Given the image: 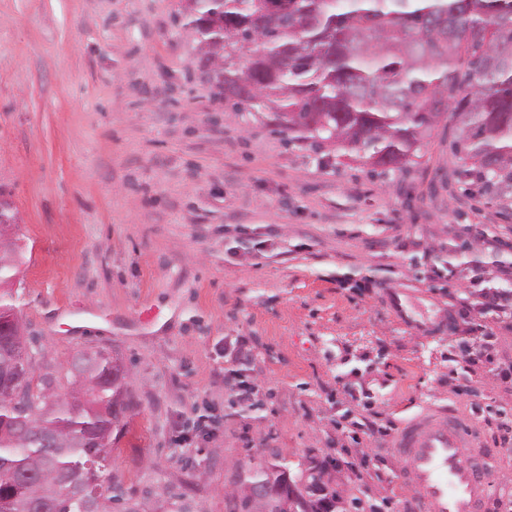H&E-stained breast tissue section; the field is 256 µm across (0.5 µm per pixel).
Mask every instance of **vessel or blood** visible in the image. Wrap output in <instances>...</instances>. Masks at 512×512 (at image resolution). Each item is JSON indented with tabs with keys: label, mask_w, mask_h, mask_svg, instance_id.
Returning a JSON list of instances; mask_svg holds the SVG:
<instances>
[{
	"label": "vessel or blood",
	"mask_w": 512,
	"mask_h": 512,
	"mask_svg": "<svg viewBox=\"0 0 512 512\" xmlns=\"http://www.w3.org/2000/svg\"><path fill=\"white\" fill-rule=\"evenodd\" d=\"M473 443L469 426L449 406L399 428L393 446L405 464L416 512H487L500 487L486 480L468 455Z\"/></svg>",
	"instance_id": "obj_1"
}]
</instances>
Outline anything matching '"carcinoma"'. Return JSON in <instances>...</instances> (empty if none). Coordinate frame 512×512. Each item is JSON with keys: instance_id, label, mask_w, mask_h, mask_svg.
<instances>
[{"instance_id": "cac0c4a2", "label": "carcinoma", "mask_w": 512, "mask_h": 512, "mask_svg": "<svg viewBox=\"0 0 512 512\" xmlns=\"http://www.w3.org/2000/svg\"><path fill=\"white\" fill-rule=\"evenodd\" d=\"M186 0L200 54L224 76L230 112L265 114L288 142L334 165L358 162L369 177L405 173L423 157L440 123H453L461 173L483 195L512 198V0ZM26 344L0 328V512L35 501L68 512H156L106 478L112 432L131 402L112 351L83 352L85 397L57 402L71 373L28 393L29 413L13 405L25 379ZM30 419L18 433L20 416ZM168 512H194L167 491Z\"/></svg>"}]
</instances>
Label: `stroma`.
<instances>
[{"label":"stroma","mask_w":512,"mask_h":512,"mask_svg":"<svg viewBox=\"0 0 512 512\" xmlns=\"http://www.w3.org/2000/svg\"><path fill=\"white\" fill-rule=\"evenodd\" d=\"M184 0H0V186L25 245L16 304L39 366L106 347L133 402L109 475L134 499L185 491L228 512L230 466L278 449L325 463L344 498L412 501L391 440L348 424L430 403L512 421V379L478 346L461 265L512 263V205L458 180L451 130L405 176L319 165L267 120L224 109L179 19ZM497 237V252L474 247ZM249 381L262 407L240 398ZM213 432L175 437L199 416Z\"/></svg>","instance_id":"stroma-1"}]
</instances>
